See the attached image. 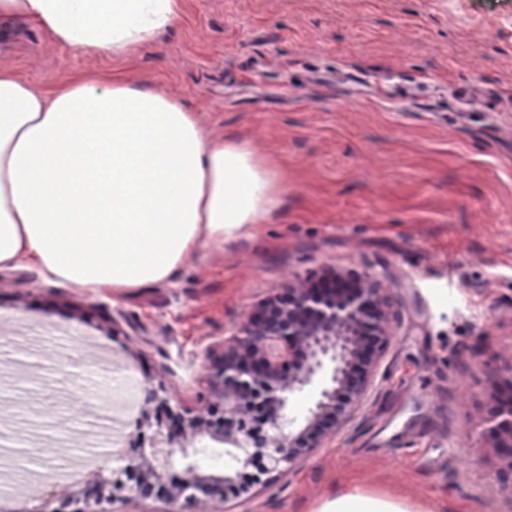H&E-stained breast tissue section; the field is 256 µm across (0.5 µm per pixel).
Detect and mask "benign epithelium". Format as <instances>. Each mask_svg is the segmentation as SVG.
Instances as JSON below:
<instances>
[{
  "label": "benign epithelium",
  "mask_w": 512,
  "mask_h": 512,
  "mask_svg": "<svg viewBox=\"0 0 512 512\" xmlns=\"http://www.w3.org/2000/svg\"><path fill=\"white\" fill-rule=\"evenodd\" d=\"M372 277L327 278L260 301L224 345L207 353L203 405L185 408L164 383L145 378L136 429L112 479L84 492L50 496L36 512H110V502L148 500L192 506L255 497L293 470L365 395L374 354L393 335L388 300ZM508 388L485 419L499 456L512 463V361L498 372ZM309 387L317 398L305 423L288 424L291 404ZM224 443L227 472L192 460L201 439Z\"/></svg>",
  "instance_id": "7a95c632"
}]
</instances>
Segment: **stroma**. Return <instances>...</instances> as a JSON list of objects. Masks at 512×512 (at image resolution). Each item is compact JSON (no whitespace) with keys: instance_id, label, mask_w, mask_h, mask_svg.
<instances>
[{"instance_id":"35a3bbf8","label":"stroma","mask_w":512,"mask_h":512,"mask_svg":"<svg viewBox=\"0 0 512 512\" xmlns=\"http://www.w3.org/2000/svg\"><path fill=\"white\" fill-rule=\"evenodd\" d=\"M0 66L43 89L132 73L197 112L205 139L246 141L288 175L277 213L167 286L94 295L0 270V447L63 472L112 426L97 396L113 360L196 407L205 352L262 299L367 273L395 333L360 405L230 512H318L347 484L413 512H512L477 416L512 359V0H184L130 59L63 52L22 23Z\"/></svg>"}]
</instances>
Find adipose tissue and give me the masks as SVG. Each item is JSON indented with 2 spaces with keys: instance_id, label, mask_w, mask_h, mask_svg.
<instances>
[{
  "instance_id": "1",
  "label": "adipose tissue",
  "mask_w": 512,
  "mask_h": 512,
  "mask_svg": "<svg viewBox=\"0 0 512 512\" xmlns=\"http://www.w3.org/2000/svg\"><path fill=\"white\" fill-rule=\"evenodd\" d=\"M183 0H0L63 51L126 58L176 28ZM284 172L248 143L205 140L178 99L117 77L45 91L0 68V269L92 294L170 283L203 247L283 204ZM320 512H409L340 488Z\"/></svg>"
}]
</instances>
